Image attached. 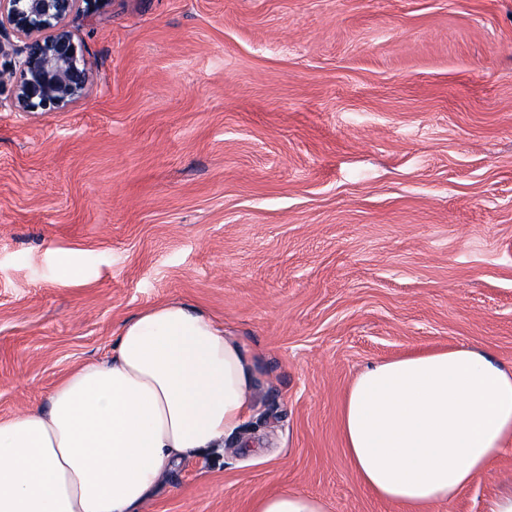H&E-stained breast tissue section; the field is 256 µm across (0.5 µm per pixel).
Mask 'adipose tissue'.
I'll return each instance as SVG.
<instances>
[{"label": "adipose tissue", "mask_w": 512, "mask_h": 512, "mask_svg": "<svg viewBox=\"0 0 512 512\" xmlns=\"http://www.w3.org/2000/svg\"><path fill=\"white\" fill-rule=\"evenodd\" d=\"M256 380L241 337L201 310H143L110 358L0 422V512H143L170 465L222 447L247 421ZM341 428L361 486L401 512H431L512 443V371L462 347L377 363L349 387ZM252 512L328 508L285 490Z\"/></svg>", "instance_id": "obj_1"}]
</instances>
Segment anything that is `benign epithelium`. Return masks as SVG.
<instances>
[{
    "label": "benign epithelium",
    "mask_w": 512,
    "mask_h": 512,
    "mask_svg": "<svg viewBox=\"0 0 512 512\" xmlns=\"http://www.w3.org/2000/svg\"><path fill=\"white\" fill-rule=\"evenodd\" d=\"M90 0H0V84L13 85L16 112H62L80 99L92 62L74 42L67 18Z\"/></svg>",
    "instance_id": "7a95c632"
}]
</instances>
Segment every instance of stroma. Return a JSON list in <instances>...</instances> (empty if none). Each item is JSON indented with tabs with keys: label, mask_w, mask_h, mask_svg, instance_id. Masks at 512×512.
<instances>
[{
	"label": "stroma",
	"mask_w": 512,
	"mask_h": 512,
	"mask_svg": "<svg viewBox=\"0 0 512 512\" xmlns=\"http://www.w3.org/2000/svg\"><path fill=\"white\" fill-rule=\"evenodd\" d=\"M68 26L81 99L0 85V421L182 302L252 350L256 409L145 512H399L346 460L356 375L448 346L512 369V0H99ZM510 492L512 445L432 512ZM252 512H328V508L317 496L285 490L257 499Z\"/></svg>",
	"instance_id": "obj_1"
}]
</instances>
